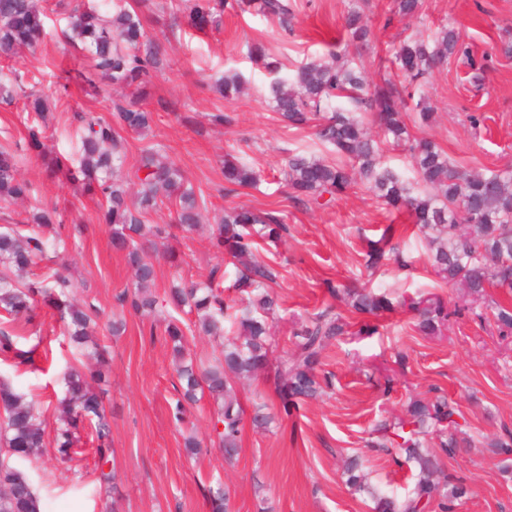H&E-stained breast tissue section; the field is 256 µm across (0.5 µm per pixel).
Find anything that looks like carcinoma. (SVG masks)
Segmentation results:
<instances>
[{"mask_svg":"<svg viewBox=\"0 0 512 512\" xmlns=\"http://www.w3.org/2000/svg\"><path fill=\"white\" fill-rule=\"evenodd\" d=\"M153 0H133L129 7L113 0H56L52 12L63 16V35L90 60V68L78 77L89 88L105 81L130 91L112 100V119L84 121L77 157L66 167L61 157L43 154L46 168L53 174L63 171L69 179L99 196L98 223L110 231V243L126 253L134 271V291L123 294L121 302L142 315L154 312L158 304L149 292L156 269L148 253L155 240L170 236L171 225L150 224L148 216L160 205L176 209V227L193 232L201 223L206 203L173 163L161 159L160 150L142 151L139 165L125 170L120 131L143 134L154 122V112L139 95L162 72L166 60L148 38L139 8ZM155 9L167 10L173 18L185 14L192 27L204 30L218 24L224 13V0H165ZM266 16L288 24L292 9L288 0H259ZM47 12L39 0H0V58L12 60L23 50L34 51L46 35ZM347 38L360 44L368 41L370 29L359 10L345 17ZM463 56L469 47L453 26L443 27L434 38L410 37L401 42L388 58L389 68L398 72L403 83L389 79L370 89L364 67L352 59L330 53V59H314L300 64L290 76L274 77L266 98L281 120L299 128L316 121V136L345 159L343 164L326 163L303 154L288 157L284 175L289 198L305 208L321 205L362 185L387 208L405 212L426 236L429 260L434 272L448 284H461L468 295L484 296L495 286L512 291V170H490L469 174L449 161L429 141L409 142L404 138L403 112L406 100L414 101L422 123L431 121L434 108L429 99L417 93L416 82L435 68ZM246 81L239 74H226L216 85L226 100H236ZM19 75L0 70V103L15 100ZM24 111L45 118L49 97L40 90L26 96ZM368 107L377 112L384 138L407 147L417 181H408L398 170L382 161L380 142L374 139L356 117ZM224 181L232 187H252L257 173L229 158L224 159ZM31 185L19 173L15 152L0 150V203L15 205L30 199ZM81 233V227L66 228L59 213L47 207L32 219L6 224L0 230V311L6 313L0 327V356L22 358L27 352L17 347L22 338L16 323L29 325L36 318L39 303L54 306L63 325L62 335L75 350L87 344L97 311L75 300L70 279L57 269H48L40 278L25 281V274L40 265L48 248H66V239ZM288 233V225L276 212L250 206L224 210L211 234V245L231 258L235 267L232 288L239 294L232 325L235 336L224 343L223 361L216 364L186 360L184 330L170 321L164 335L173 343L176 372L182 387L176 414L184 415L185 405L196 401L197 392L208 391L213 400V431L224 450V458H236L245 408L237 395L236 380L273 374L283 413L292 414L299 401L314 399L323 392L316 374L326 347L347 332L349 323L332 307L313 314L293 331L295 347L276 363H271L274 346L269 323L278 308V297L270 289L276 278L274 268L259 258V248L278 242ZM389 240L382 235L371 242L369 262L378 265L387 254ZM220 268L213 269L207 283L191 282L171 290L178 307L195 312L198 334L221 339L230 309L224 292L215 284ZM331 293L343 294L355 313L377 316L396 310L383 293L368 288L338 286ZM399 305L416 312L417 329L433 335L448 326L449 317L474 307L465 303L448 310L438 298L401 300ZM493 320L502 333H512V305L498 304ZM65 390L57 399L59 411L54 437L47 440L41 414L34 402L16 391L12 383L0 380V512H42L41 502L29 474L20 466L43 455L53 446L56 457L73 461L82 454L78 444L81 431L89 429L95 452L103 459L112 450V430L102 406V398L92 383L75 366L63 373ZM456 405L441 395L433 400L412 401L405 416L385 434L378 447L404 458L417 470L413 488L404 496L379 493L364 482L358 459L349 460L343 471L346 484L368 493L375 501V512H453L455 502L469 494L466 480L452 475L438 479L441 457L457 451L455 432L461 427ZM210 512H227L228 493L222 485L208 490Z\"/></svg>","mask_w":512,"mask_h":512,"instance_id":"cac0c4a2","label":"carcinoma"}]
</instances>
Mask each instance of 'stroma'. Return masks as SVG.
I'll return each mask as SVG.
<instances>
[{
    "label": "stroma",
    "instance_id": "35a3bbf8",
    "mask_svg": "<svg viewBox=\"0 0 512 512\" xmlns=\"http://www.w3.org/2000/svg\"><path fill=\"white\" fill-rule=\"evenodd\" d=\"M354 9L368 18L373 32L369 45H352L343 37L344 18ZM449 23L469 43L483 78L473 82L470 65L457 60L428 75L422 90L436 112L424 126L406 116L408 131L434 141L467 171L512 166V56L500 50L503 42L512 41V0H424L421 17L412 19L399 15L393 0H296L288 33L254 9H225L220 26L204 32L186 24L174 30L168 16H154L150 34L161 43L168 65L146 89L145 103L155 113L151 132L124 136L126 166L136 167L142 149L154 146L203 194L209 216H222L235 205L283 216L288 236L261 252L277 272L273 289L279 308L271 322L275 356L291 350L293 330L325 304L346 312L344 301L331 298V282L366 283L394 299L438 296L451 305L463 303L467 293L435 275L422 237L403 229V216L385 209L364 188L308 209L289 199L282 173L288 155L331 163L336 156L318 143L312 128L297 129L280 120L264 95L270 76L250 56V47L262 45L286 71L327 55L329 49L344 50L363 62L370 82L378 83L393 45L408 37H430ZM46 28L42 48L14 63L24 83L38 89L86 64L62 42L55 19H48ZM228 72L241 74L248 84L246 94L232 103L212 88ZM112 97L106 85L95 94L74 84L55 94L46 121L48 145L57 154H73L78 143L73 114L108 116ZM219 112L224 122L213 124L211 117ZM471 113L481 115L479 126L468 122ZM26 135L19 105L0 104V145L17 151L20 173L33 188L24 205L0 208V225L45 206L56 208L65 223L80 224L82 235L68 245L69 272L78 297L101 312L93 339L108 350L100 386L112 427L107 463L99 462L86 435L78 460L64 463L49 451L27 464L43 512H100L98 476L103 469L115 476L109 499L116 512H209L208 489L218 482L229 493V512H371L367 496L345 485V460L360 455L368 483L404 493L414 482L408 465L368 443L377 439V425L402 417L411 400L441 393L455 402L462 415L461 436L471 442L445 461L446 471L464 476L470 488L459 512H512V455L489 445L512 430V335L500 334L492 315L451 319L437 335L418 332L405 308L374 318L370 332L354 322L324 352L320 371L329 377L330 387L302 402L290 419L279 416V397L265 376L239 382L245 410L266 404L274 420L265 429L244 424L239 455L225 462L223 452L209 442L214 404L208 393L199 394L188 423L175 420L181 385L172 344L150 333L168 318L191 319L167 304L175 278L204 282L212 268L225 265L209 245L208 230L177 231L160 246L162 258L151 287L159 303L154 318L122 310L118 298L132 288L133 273L125 253L112 249L106 226L97 222V198L74 190L63 175L47 176L37 151L25 149ZM228 156L259 173L257 187L225 192ZM389 224L398 227L393 242L410 270L391 260L374 270L367 265L371 241ZM170 251L179 266L164 260ZM115 318L125 321L117 336L104 327ZM36 331V337L19 342L21 349L33 350L32 362L0 360V376L36 402L51 430L63 370L74 363L75 354L61 335L54 310H41ZM191 434L208 442L207 453L186 455L184 441Z\"/></svg>",
    "mask_w": 512,
    "mask_h": 512
}]
</instances>
